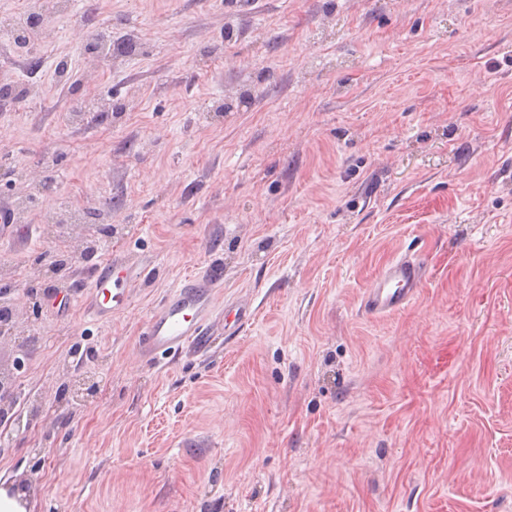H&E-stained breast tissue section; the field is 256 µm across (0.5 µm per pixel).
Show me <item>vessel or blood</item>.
<instances>
[{
  "label": "vessel or blood",
  "instance_id": "vessel-or-blood-1",
  "mask_svg": "<svg viewBox=\"0 0 512 512\" xmlns=\"http://www.w3.org/2000/svg\"><path fill=\"white\" fill-rule=\"evenodd\" d=\"M427 276L422 255L403 254L385 265L362 297L360 310L368 317H380L408 306L418 295ZM133 280L130 268L119 261L99 263L88 282L92 302L91 318L111 317L121 291ZM216 284L187 280L176 284L155 308L145 325L142 348L150 359L161 361L186 351L204 352L209 346L215 306ZM252 317L249 307L231 306L224 311L225 334L236 333Z\"/></svg>",
  "mask_w": 512,
  "mask_h": 512
}]
</instances>
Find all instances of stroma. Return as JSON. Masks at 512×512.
I'll return each instance as SVG.
<instances>
[{"instance_id": "1", "label": "stroma", "mask_w": 512, "mask_h": 512, "mask_svg": "<svg viewBox=\"0 0 512 512\" xmlns=\"http://www.w3.org/2000/svg\"><path fill=\"white\" fill-rule=\"evenodd\" d=\"M72 7L30 52L0 32V472L32 512H512V0ZM63 202L112 213L92 261ZM408 251L418 297L363 316ZM106 259L138 273L111 319L38 290L83 303ZM189 276L252 319L144 358Z\"/></svg>"}]
</instances>
